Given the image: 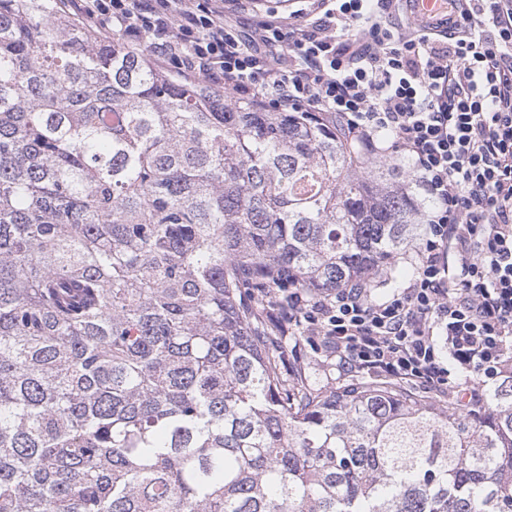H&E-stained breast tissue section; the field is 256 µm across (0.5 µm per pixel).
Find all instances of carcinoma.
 <instances>
[{"label":"carcinoma","instance_id":"obj_1","mask_svg":"<svg viewBox=\"0 0 512 512\" xmlns=\"http://www.w3.org/2000/svg\"><path fill=\"white\" fill-rule=\"evenodd\" d=\"M59 3L0 0V512H512V370L477 414L327 388L242 295L397 287L410 161Z\"/></svg>","mask_w":512,"mask_h":512}]
</instances>
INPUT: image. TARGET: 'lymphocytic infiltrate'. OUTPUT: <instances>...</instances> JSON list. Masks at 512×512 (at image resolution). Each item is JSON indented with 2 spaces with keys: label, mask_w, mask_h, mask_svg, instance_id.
<instances>
[{
  "label": "lymphocytic infiltrate",
  "mask_w": 512,
  "mask_h": 512,
  "mask_svg": "<svg viewBox=\"0 0 512 512\" xmlns=\"http://www.w3.org/2000/svg\"><path fill=\"white\" fill-rule=\"evenodd\" d=\"M91 30L146 42L186 82L264 110L312 112L382 156L403 155L434 202L408 284L372 298L266 293L281 332L336 353L356 377L447 390L512 366V0H461L445 34L387 23L399 0H310L250 38L224 0H66Z\"/></svg>",
  "instance_id": "obj_1"
}]
</instances>
